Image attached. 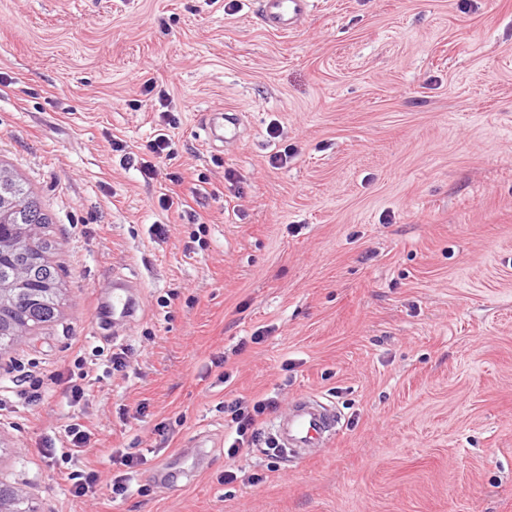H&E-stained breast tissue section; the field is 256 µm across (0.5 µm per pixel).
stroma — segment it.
<instances>
[{"mask_svg": "<svg viewBox=\"0 0 512 512\" xmlns=\"http://www.w3.org/2000/svg\"><path fill=\"white\" fill-rule=\"evenodd\" d=\"M228 2L0 0V169L51 217L63 292L0 348V476L40 512H512V0H319L291 34ZM150 79L176 120L152 180L126 159ZM215 113L235 141H206ZM79 360L102 377L75 405ZM305 393L340 415L313 459L225 458L226 401ZM75 420L87 498L41 454ZM118 445L156 456L116 499ZM60 297V293L55 297V301L51 302V305L40 306L36 309H31L30 305L24 302H19L14 307L15 312L25 313L29 318L30 322L38 321L39 323H45L51 321L55 312L57 311L56 306L58 305V300ZM61 479L69 486V492L73 497H82L91 491L97 481V475L94 471L71 472L59 471Z\"/></svg>", "mask_w": 512, "mask_h": 512, "instance_id": "35a3bbf8", "label": "stroma"}]
</instances>
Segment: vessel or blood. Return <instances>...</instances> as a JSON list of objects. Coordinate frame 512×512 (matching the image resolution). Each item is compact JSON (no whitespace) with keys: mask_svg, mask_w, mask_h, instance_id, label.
I'll use <instances>...</instances> for the list:
<instances>
[{"mask_svg":"<svg viewBox=\"0 0 512 512\" xmlns=\"http://www.w3.org/2000/svg\"><path fill=\"white\" fill-rule=\"evenodd\" d=\"M261 16L269 28L282 33L298 30L310 13L313 0H257ZM336 417L333 410L318 400L301 397L294 414L284 422L269 423L268 430L281 450L298 452L316 448L332 437Z\"/></svg>","mask_w":512,"mask_h":512,"instance_id":"obj_1","label":"vessel or blood"}]
</instances>
